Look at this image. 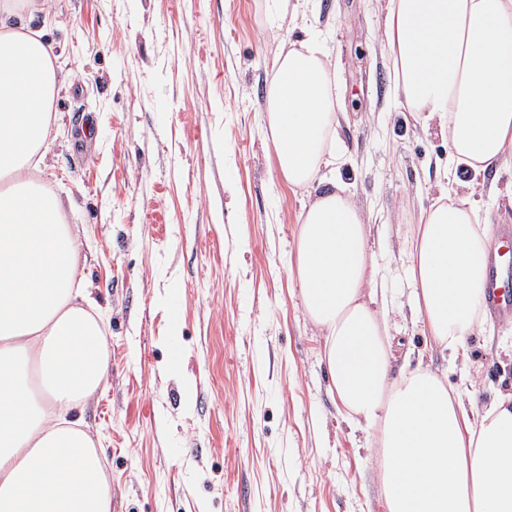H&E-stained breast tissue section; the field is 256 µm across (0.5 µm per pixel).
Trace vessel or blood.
<instances>
[{
	"instance_id": "vessel-or-blood-1",
	"label": "vessel or blood",
	"mask_w": 512,
	"mask_h": 512,
	"mask_svg": "<svg viewBox=\"0 0 512 512\" xmlns=\"http://www.w3.org/2000/svg\"><path fill=\"white\" fill-rule=\"evenodd\" d=\"M487 264L486 307L502 321H512V228L501 227Z\"/></svg>"
}]
</instances>
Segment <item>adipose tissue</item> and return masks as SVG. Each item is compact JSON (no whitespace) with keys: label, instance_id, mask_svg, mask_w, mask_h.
<instances>
[{"label":"adipose tissue","instance_id":"ef3b65f1","mask_svg":"<svg viewBox=\"0 0 512 512\" xmlns=\"http://www.w3.org/2000/svg\"><path fill=\"white\" fill-rule=\"evenodd\" d=\"M0 0V512H112L100 443L82 412L109 375L107 336L79 268L80 244L40 177L58 93L52 48ZM396 96L448 139L449 182L409 246L413 304L450 356L483 321L492 240L453 187L512 158V0H386ZM339 93L317 35L271 66L265 121L277 167L307 197L288 271L324 336L331 389L369 430L387 512H512V394L468 409L472 382L391 374L385 288L347 185Z\"/></svg>","mask_w":512,"mask_h":512}]
</instances>
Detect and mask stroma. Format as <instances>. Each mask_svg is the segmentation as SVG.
<instances>
[{
  "instance_id": "1",
  "label": "stroma",
  "mask_w": 512,
  "mask_h": 512,
  "mask_svg": "<svg viewBox=\"0 0 512 512\" xmlns=\"http://www.w3.org/2000/svg\"><path fill=\"white\" fill-rule=\"evenodd\" d=\"M384 5L313 0L308 25L284 36L264 28L260 0H47L36 12L63 76L42 179L73 202L82 275L108 318V381L85 418L103 433L114 512H386L380 450L332 401L288 274L302 194L264 121L271 59L312 25L340 88L338 176L392 281L394 370L444 369L453 383L470 372L479 407L512 392V325L475 330L453 359L411 313L400 248L438 196L448 141L396 105ZM456 190L490 228L512 222L491 199L512 191V162Z\"/></svg>"
}]
</instances>
